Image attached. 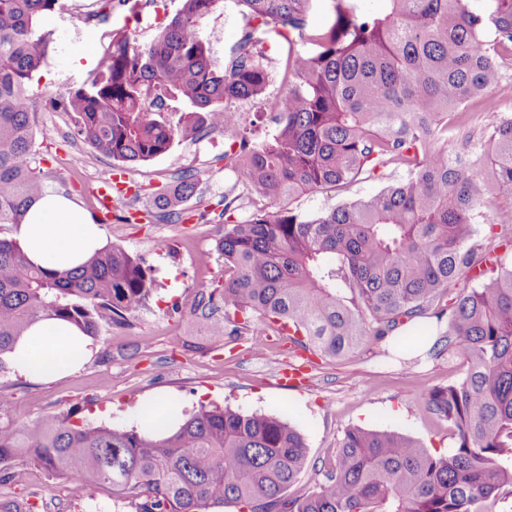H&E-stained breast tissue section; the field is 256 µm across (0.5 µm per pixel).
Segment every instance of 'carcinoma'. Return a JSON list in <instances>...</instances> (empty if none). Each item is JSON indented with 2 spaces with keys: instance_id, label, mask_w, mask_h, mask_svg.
<instances>
[{
  "instance_id": "obj_1",
  "label": "carcinoma",
  "mask_w": 512,
  "mask_h": 512,
  "mask_svg": "<svg viewBox=\"0 0 512 512\" xmlns=\"http://www.w3.org/2000/svg\"><path fill=\"white\" fill-rule=\"evenodd\" d=\"M99 2L138 18L140 0ZM234 2L245 25L223 69L202 33L223 0H181L147 44L126 26L113 30L91 83L57 94L52 108L116 168L213 130L234 138L224 168L235 182L217 214L224 284L197 292L196 323L218 337L289 328L302 349L344 360L423 315L445 318L443 349L465 371L424 403L448 423L453 446L436 454L408 435L350 428L321 461V482L292 496L308 446L276 415L202 405L178 427L146 434L77 423L68 411L0 429V484L25 482L34 466L64 478L75 500L101 484L135 512H486L512 497V266L477 287L467 281L496 265L478 240L486 196L512 192V113L495 100L512 78V0L477 9L472 0H328L330 20L316 29L312 0ZM60 7L0 0V228L21 223L47 189L25 100L54 43L41 20ZM272 25L288 50L282 91L270 97L274 76L256 33ZM177 101L186 109L172 123ZM243 102L266 106L253 123L274 124L271 137L240 134ZM476 115L479 133L454 147ZM388 166L403 177L375 195L316 217L284 205ZM197 187L184 173L159 188L151 223L180 220ZM157 286L146 259L120 246L58 272L29 264L0 235V362L43 314L92 337L129 324Z\"/></svg>"
}]
</instances>
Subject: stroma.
I'll use <instances>...</instances> for the list:
<instances>
[{
	"label": "stroma",
	"mask_w": 512,
	"mask_h": 512,
	"mask_svg": "<svg viewBox=\"0 0 512 512\" xmlns=\"http://www.w3.org/2000/svg\"><path fill=\"white\" fill-rule=\"evenodd\" d=\"M96 7L95 0H62L61 8L44 19V29L54 34L55 49L40 81L30 86L32 97L42 103L34 130L39 165L52 174L47 188L76 199L90 213L96 206V181L112 161L79 141L69 116L51 111L45 101L87 83L113 28L122 25V15L115 14L98 22L93 38L79 36L85 11ZM243 26L241 8L234 0H224L203 22L216 67H223ZM227 147L225 137L210 133L191 144L174 143L165 154L128 167L139 196L115 204L104 232L109 243L145 256L160 288L148 308L133 312L129 326L103 327L94 339L97 352L73 375L45 383L19 376L9 367L0 369V392L12 400L10 408L0 413V429H16L69 410L76 420L92 425L132 427L145 402L157 397L175 400L183 412L213 403L272 413L294 423L309 446V467L290 489L295 496L315 487L318 461L354 426L409 435L431 449L451 448L447 423L426 410L424 397L432 388L457 379L463 365L458 357L445 353L429 355L437 337L435 320L421 318L404 326L402 335L412 352L388 357L381 347L370 346L352 359L336 362L302 359L285 334H271L260 355L251 349L255 341L251 335L204 341L191 319L170 313L172 302L190 301L198 290L224 279V261L213 251L224 233L223 225L214 220V210L235 180L224 167ZM184 171L195 174L201 197L185 203L182 220L125 223L129 211L152 208L154 187ZM399 177L387 167L348 191L318 189L297 198L292 206L313 217L345 199L376 194ZM199 342L205 343V350H196ZM301 364L307 367L304 384L284 385L282 370ZM0 497L23 508L34 507L35 512H133L113 501L106 486L93 487L89 498L73 501L65 480L36 468L30 469L26 483L0 486Z\"/></svg>",
	"instance_id": "stroma-1"
}]
</instances>
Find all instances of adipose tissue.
<instances>
[{
    "label": "adipose tissue",
    "instance_id": "ef3b65f1",
    "mask_svg": "<svg viewBox=\"0 0 512 512\" xmlns=\"http://www.w3.org/2000/svg\"><path fill=\"white\" fill-rule=\"evenodd\" d=\"M12 237L29 262L57 271L82 265L106 244L102 228L76 201L52 191L30 205ZM92 354L91 338L77 325L48 316L17 340L10 361L26 378L58 380L80 369Z\"/></svg>",
    "mask_w": 512,
    "mask_h": 512
}]
</instances>
